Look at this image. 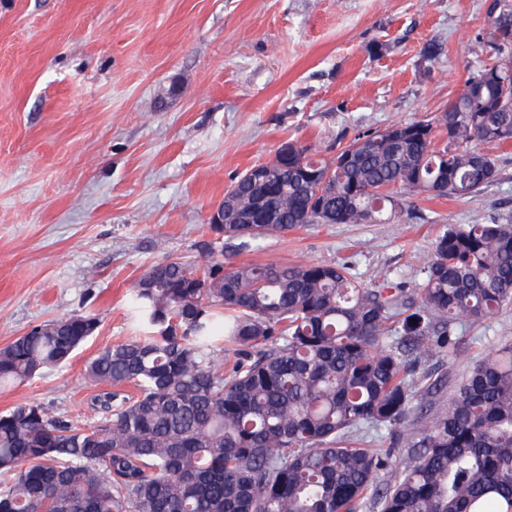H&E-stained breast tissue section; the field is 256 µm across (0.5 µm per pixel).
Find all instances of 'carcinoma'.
<instances>
[{"label": "carcinoma", "mask_w": 512, "mask_h": 512, "mask_svg": "<svg viewBox=\"0 0 512 512\" xmlns=\"http://www.w3.org/2000/svg\"><path fill=\"white\" fill-rule=\"evenodd\" d=\"M480 54L433 118L357 135L325 160L290 142L224 194L220 247L302 224H367L407 194L461 199L498 176L484 146L512 140V0H492ZM414 289L347 265L153 266L132 291L142 336L102 347L93 421L42 403L0 412V512H512V344L477 364L404 455L351 445L410 411L417 369L455 328L512 302V220L445 229ZM74 314L0 348V387L65 364L96 330ZM234 346L232 364L213 343ZM136 393L129 395L125 388Z\"/></svg>", "instance_id": "carcinoma-1"}]
</instances>
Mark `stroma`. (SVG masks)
Here are the masks:
<instances>
[{
  "mask_svg": "<svg viewBox=\"0 0 512 512\" xmlns=\"http://www.w3.org/2000/svg\"><path fill=\"white\" fill-rule=\"evenodd\" d=\"M485 0H0V347L75 313L99 320L66 363L0 388V412L35 400L91 421L84 375L135 336L131 292L171 258L202 266L209 216L252 166L295 140L335 155L358 133L425 119L490 63L473 42ZM436 44L434 57L423 54ZM466 200L408 197L378 224H308L225 252L226 265L352 262L372 283H422L447 227L512 218V143ZM419 369L411 414L365 429L405 451L420 410H445L472 367L512 341V303L456 329Z\"/></svg>",
  "mask_w": 512,
  "mask_h": 512,
  "instance_id": "obj_1",
  "label": "stroma"
}]
</instances>
